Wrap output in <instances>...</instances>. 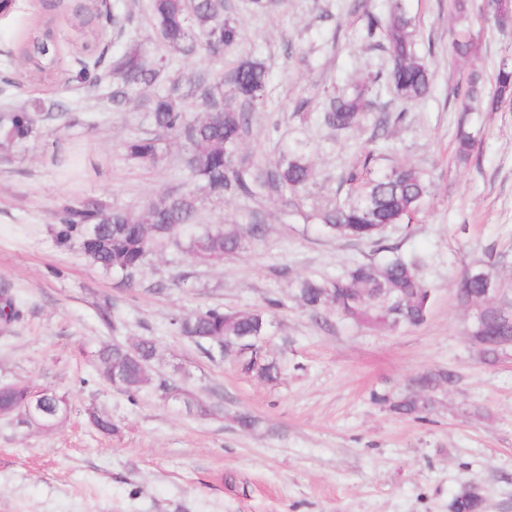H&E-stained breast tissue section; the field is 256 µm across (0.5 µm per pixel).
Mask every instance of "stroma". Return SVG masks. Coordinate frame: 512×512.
I'll list each match as a JSON object with an SVG mask.
<instances>
[{
  "mask_svg": "<svg viewBox=\"0 0 512 512\" xmlns=\"http://www.w3.org/2000/svg\"><path fill=\"white\" fill-rule=\"evenodd\" d=\"M104 1L118 11L148 2L58 0L56 62L41 79L18 58L19 39L41 30L33 21L39 0H16L0 15V101L38 97L71 108L62 123L0 158V291L22 311L0 321V385L49 388L70 404L49 427L0 416V512H448L467 486L479 489L485 512H512V350L496 363L481 361L471 330L482 305L454 287L488 265L497 296L512 298V109L472 114L465 125L457 94L472 71L492 82L512 45V34L487 24L485 0H468L464 25L478 39L468 59L451 48L459 27L452 0H403L433 88L407 105L381 90L376 111L397 117L384 144L373 142L371 123L337 139L313 118L301 121L295 108L305 104L313 115L326 95L387 69V54L365 37L364 14L386 13L392 0H285L270 14L254 12L251 0H230L242 40L217 59H167L147 25L137 30L148 60L183 86L219 77L245 57L265 62L269 98L253 114L244 151L272 163L285 145L304 141L314 170L308 203L344 197L342 174L369 151L378 168L412 164L429 173L418 221L385 233L432 292L426 322L397 328L332 310L319 320L301 304L299 279H333L383 254L321 233L284 203L203 202L201 222L244 224L257 212L264 235L221 263L193 260L167 243L132 286L90 265L78 248L57 244L62 203L105 196L138 211L185 180L177 139H163L156 166L127 158V141L154 132L141 102L74 105V58L100 53ZM463 125L478 140L465 163L454 154ZM210 308L268 311L264 350L280 362L277 380L208 358L175 334L172 318ZM143 336L158 344L155 374L185 378L188 396L166 399L149 389L132 400L103 377L97 350ZM440 370L454 372L456 382L438 390L432 410H390L388 399ZM93 410L112 420L114 432L91 424ZM242 414L255 419L252 429L239 425Z\"/></svg>",
  "mask_w": 512,
  "mask_h": 512,
  "instance_id": "1",
  "label": "stroma"
}]
</instances>
